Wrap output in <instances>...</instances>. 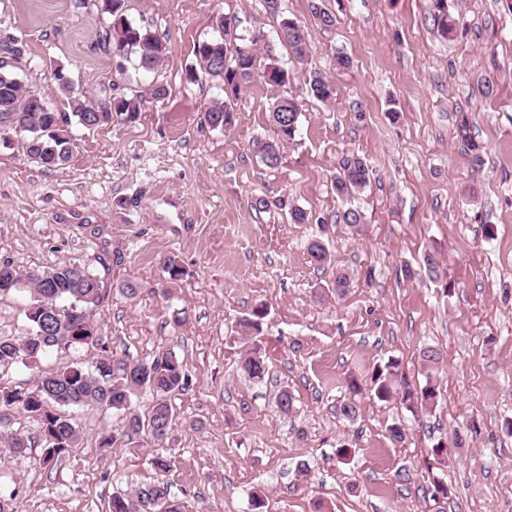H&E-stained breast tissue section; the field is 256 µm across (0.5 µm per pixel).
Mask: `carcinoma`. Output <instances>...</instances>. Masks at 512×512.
<instances>
[{
	"instance_id": "obj_1",
	"label": "carcinoma",
	"mask_w": 512,
	"mask_h": 512,
	"mask_svg": "<svg viewBox=\"0 0 512 512\" xmlns=\"http://www.w3.org/2000/svg\"><path fill=\"white\" fill-rule=\"evenodd\" d=\"M431 18L442 36L453 33L456 20L448 13L447 0H431ZM214 23L220 36L204 40L195 47L201 74L223 81L225 99L214 100L205 110V119L214 129L227 130L234 124L233 99L251 81L256 72V55L252 50L238 45L237 20L227 14L215 16ZM279 40L288 46L293 58H306L309 44L308 32L290 18L281 20ZM102 46L118 57L135 56V65L144 71H152L167 54V44L150 31L132 24L120 10L112 15V21L102 37ZM313 96L321 101L332 97V89L321 75H314L310 82ZM115 117L133 123L141 113L142 98L113 97ZM73 112H43L33 106L31 93L23 89L17 68L0 69V134L15 132L23 136V148L27 156L47 169L64 165L72 153L73 142L68 140L65 124L74 118L81 121L93 103L72 99ZM301 108L292 97L276 96L269 107L270 123L275 137L257 143V150L264 164L277 167L282 160L281 147L295 139ZM474 124L466 115L456 126V136L464 145L471 165H483L482 148L472 136ZM371 170L366 161L355 155H345L338 161L333 187L340 198L350 197L370 182ZM288 209L290 221L306 224L308 213L301 207L285 200L279 201V209ZM307 251L311 260L325 264L330 259L326 243L316 238L309 242ZM49 276V281L29 279L8 261L0 262V281L15 280L21 284L19 291L29 294L25 308L26 335L20 339L0 337V369L22 364L34 371L32 385L24 391L0 385V407L16 408L39 418L41 435L46 442L43 463L48 464L78 441L79 431L71 419L60 412L63 407L100 405L128 416L124 428L112 433L107 444L123 447L133 443V437L148 431L160 440L170 429L174 409L169 397L184 389L188 378L183 361L173 352L162 350L149 361H128L112 352L95 325H86L91 310L103 300L99 281L79 263L64 262L39 271ZM59 309L56 316L45 313L43 305ZM267 308L254 307L239 326L248 332L260 331ZM92 346L97 349L95 360L86 367L76 362L62 368L44 370L41 359L50 352ZM427 369L424 385L411 389L400 379V363L391 356L376 367L371 376V392L375 399L386 402L401 396V402L412 413L436 407L440 396L433 371L442 361L439 350L427 347L422 351ZM239 369L252 382H261L269 373L267 358L256 345L243 356ZM349 396L336 405L337 413L347 421L355 420L361 410L358 393L362 383L356 378L348 382ZM145 390L153 395L154 403L145 417L132 413L133 398ZM296 398L288 387L279 389L275 407L282 414L296 410ZM136 494H152L162 500L164 512H187L180 500L169 497L163 482L139 488Z\"/></svg>"
}]
</instances>
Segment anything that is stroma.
Masks as SVG:
<instances>
[{
  "label": "stroma",
  "instance_id": "obj_1",
  "mask_svg": "<svg viewBox=\"0 0 512 512\" xmlns=\"http://www.w3.org/2000/svg\"><path fill=\"white\" fill-rule=\"evenodd\" d=\"M281 2L282 17L309 33L305 62L289 58L265 0H127L128 20L168 47L144 72L102 48V0H0V32L26 49L19 78L53 111L71 109L58 69L83 100L144 95L134 123H70L74 150L61 167L0 147V261L85 266L103 289L90 316L111 349L135 361L172 350L189 378L170 398L167 438L106 448L122 415L73 407L79 441L47 466L36 419L1 408L0 435L33 440L23 459L0 444V493H16L17 512H109L113 494L161 478L157 455L170 459L161 479L188 512H254L256 494L263 512H313L318 502L326 512H512V437L500 429L512 417V0H448L460 19L449 40L433 26L431 0H321L336 17L327 30L311 0ZM219 13L236 17L238 35H262L260 64L289 72L281 92L302 115L278 167L253 148L273 135L262 79L241 92L225 132L204 119L221 81L187 78ZM316 74L331 99L312 95ZM156 85L165 98L149 96ZM461 112L475 115L478 170L453 135ZM353 153L373 170L353 202L363 215L354 228L339 221L345 204L331 185L339 158ZM281 198L310 223H291ZM314 237L329 264L312 262ZM428 251L439 255V278L419 270ZM170 258L181 281L164 270ZM407 265L419 270L410 280ZM340 268L354 276L342 296L331 288ZM260 302L270 375L254 384L237 371L249 347L237 324ZM428 346L443 355L436 408L412 413L366 391L355 421L337 417L348 377L369 380L388 357L409 384H424ZM284 385L297 398L287 416L274 408ZM398 420L401 443L386 430ZM439 442L448 454L436 460ZM342 444L349 457L338 455Z\"/></svg>",
  "mask_w": 512,
  "mask_h": 512
}]
</instances>
